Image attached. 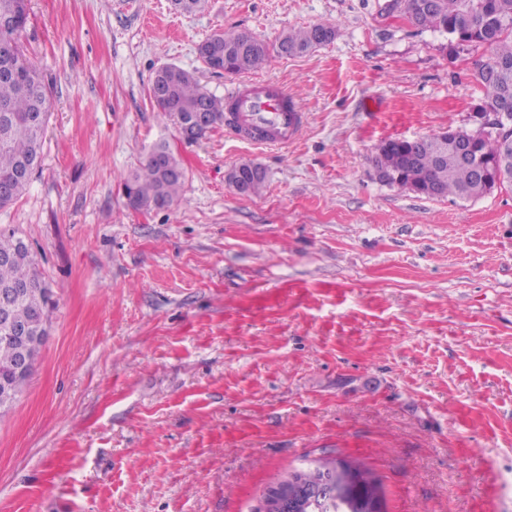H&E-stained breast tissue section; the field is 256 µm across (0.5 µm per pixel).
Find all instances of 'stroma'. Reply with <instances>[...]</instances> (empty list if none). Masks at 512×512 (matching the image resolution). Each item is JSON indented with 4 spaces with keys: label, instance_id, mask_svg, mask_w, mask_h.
<instances>
[{
    "label": "stroma",
    "instance_id": "obj_1",
    "mask_svg": "<svg viewBox=\"0 0 512 512\" xmlns=\"http://www.w3.org/2000/svg\"><path fill=\"white\" fill-rule=\"evenodd\" d=\"M388 0H30L21 48L48 80L43 161L0 209L52 290L49 336L0 418V512H257L323 457L381 480L385 512H512V186L429 199L382 183L389 138L469 130L474 63ZM334 41L254 79L305 114L285 148L183 142L158 69L231 75L199 45ZM167 141L187 171L138 211L124 178ZM243 160L259 194L226 182ZM338 28L330 23H319L297 31H289L275 45L279 55L292 56L305 53L313 48L332 42Z\"/></svg>",
    "mask_w": 512,
    "mask_h": 512
}]
</instances>
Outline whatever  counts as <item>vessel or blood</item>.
I'll use <instances>...</instances> for the list:
<instances>
[{
  "label": "vessel or blood",
  "mask_w": 512,
  "mask_h": 512,
  "mask_svg": "<svg viewBox=\"0 0 512 512\" xmlns=\"http://www.w3.org/2000/svg\"><path fill=\"white\" fill-rule=\"evenodd\" d=\"M302 124L301 109L282 82L240 81L224 91V128L236 139L258 147H285Z\"/></svg>",
  "instance_id": "vessel-or-blood-1"
}]
</instances>
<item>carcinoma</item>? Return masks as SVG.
Returning a JSON list of instances; mask_svg holds the SVG:
<instances>
[{"mask_svg": "<svg viewBox=\"0 0 512 512\" xmlns=\"http://www.w3.org/2000/svg\"><path fill=\"white\" fill-rule=\"evenodd\" d=\"M29 0H0V14L15 16L16 27L0 30V62L9 57L17 74L0 78V208L19 199L29 182H10L12 174L24 160L42 156L48 122L50 86L25 58L20 36L28 19ZM407 20L422 28L448 35V41L469 43L485 48L489 56L477 63L474 79L483 92L482 105L497 112L512 105V0H396ZM338 28L319 23L285 34L271 47L247 32L227 35L216 33L202 42L199 56L214 73L242 75L260 68L276 51L292 56L332 42ZM159 109L173 117L179 129L191 115L201 112L203 125L190 129L189 141L195 142L212 128L224 123V100L203 90L195 73L177 65L158 70L151 87ZM512 131L490 132L478 138L472 159L460 157L455 144L441 141L440 136L421 137L414 143L405 139H387L376 147L372 162L385 176L397 177L419 189L436 188V197L453 196L469 200L484 195L478 169L492 168L509 152ZM260 165L245 160L227 174L229 184L242 178L248 181L247 194L259 192L266 176L253 177ZM187 178L181 161L167 143L155 144L141 167L124 180L129 205L137 210L172 206ZM22 235L13 228L0 227V291L22 287L26 296L11 303L10 316L18 324H30L46 336L49 332L51 295L30 247L18 245ZM43 340L30 342L24 351L0 332V395L3 382L13 375V366L23 353L37 363ZM303 512H362L361 502L346 493L344 497L318 501Z\"/></svg>", "mask_w": 512, "mask_h": 512, "instance_id": "1", "label": "carcinoma"}]
</instances>
